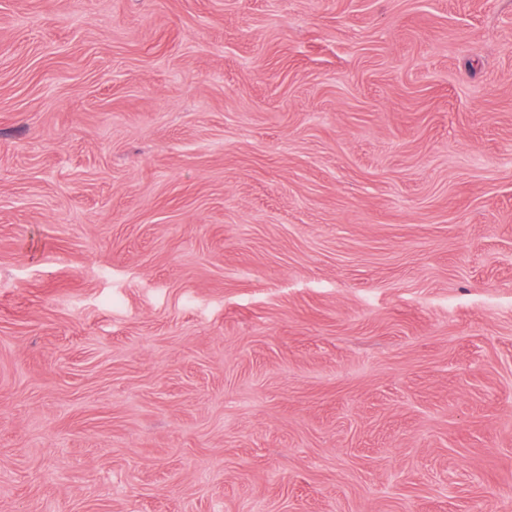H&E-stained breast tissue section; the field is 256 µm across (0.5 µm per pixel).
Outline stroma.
I'll return each mask as SVG.
<instances>
[{
  "instance_id": "stroma-1",
  "label": "stroma",
  "mask_w": 512,
  "mask_h": 512,
  "mask_svg": "<svg viewBox=\"0 0 512 512\" xmlns=\"http://www.w3.org/2000/svg\"><path fill=\"white\" fill-rule=\"evenodd\" d=\"M0 512H512V0H0Z\"/></svg>"
}]
</instances>
